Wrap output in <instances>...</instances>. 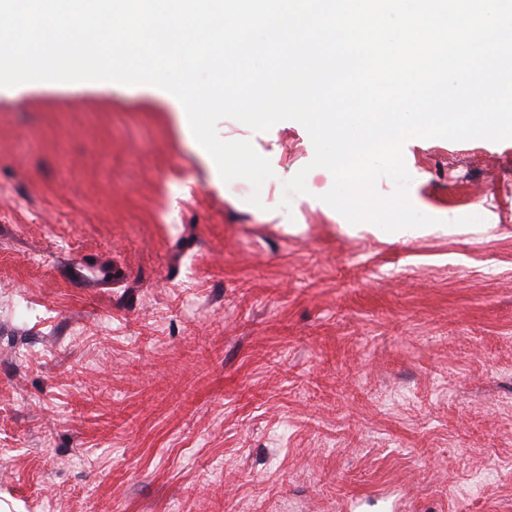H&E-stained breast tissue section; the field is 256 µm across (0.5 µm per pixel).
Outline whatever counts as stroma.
I'll list each match as a JSON object with an SVG mask.
<instances>
[{"label": "stroma", "mask_w": 512, "mask_h": 512, "mask_svg": "<svg viewBox=\"0 0 512 512\" xmlns=\"http://www.w3.org/2000/svg\"><path fill=\"white\" fill-rule=\"evenodd\" d=\"M217 128L261 206L163 89L0 88V512H512V139L407 140L387 232Z\"/></svg>", "instance_id": "35a3bbf8"}]
</instances>
